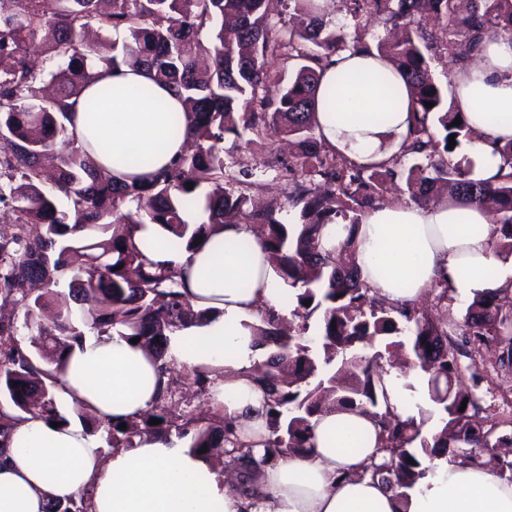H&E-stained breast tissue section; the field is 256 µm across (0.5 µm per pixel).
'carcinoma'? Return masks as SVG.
I'll return each mask as SVG.
<instances>
[{
    "instance_id": "cac0c4a2",
    "label": "carcinoma",
    "mask_w": 512,
    "mask_h": 512,
    "mask_svg": "<svg viewBox=\"0 0 512 512\" xmlns=\"http://www.w3.org/2000/svg\"><path fill=\"white\" fill-rule=\"evenodd\" d=\"M300 17L290 25L273 20L264 0H111L106 12L99 0H0V203L17 214V232L0 236V300L25 309L31 349L14 338L16 327L0 319V395L12 412L0 410V447H6L13 425L27 417L69 424L56 393L69 351L86 331L110 334L115 328L164 355L167 336L198 323L207 312L194 309L181 291L183 272L146 259L134 241L135 227L159 224L187 248L197 246L207 228L224 223L230 212L246 214L255 179L280 169L271 158L264 168L253 166L248 145L272 134L293 137L298 146L287 208L299 211L289 224L282 209L256 214L264 248L276 256V273L299 289L292 316L300 320L295 334L280 331L282 318L266 312L253 336L270 348L256 376L264 394L268 434L257 448L237 425L214 412L208 417L167 412L151 426L132 419L107 422L109 444L133 448L144 437L191 436L190 448L224 449L226 462L237 470L238 488L251 482L253 465L271 464L288 454L314 448L315 416L336 405L366 409L378 406L377 389L386 360L400 371L421 369L429 375L428 406L419 417L386 411L380 417L384 438L357 476L379 480L386 488H413L424 477L422 459L442 456L490 468L502 475L512 461L495 448L512 447V437H493L492 427L479 418L478 389L482 377L462 379L457 353L448 335V317L417 314L411 308L387 307L371 294L361 275L355 232L389 179H404L409 198L428 206L443 188L467 205L492 213V233L503 259L512 256V140L497 145L511 171L496 184L468 178L465 167L448 155L455 142L472 140V129L447 90L430 70L437 32L427 28L436 19L441 32L460 29L465 40L449 42L446 50L463 66L487 34L512 35V0H470L468 11L457 0H347L350 14L385 16L400 23L403 36L381 42L376 51L389 60L410 90L412 114L406 140L408 153L424 160L397 170L401 157L375 164H358L332 149L317 134L315 95L330 58L348 49L336 31L327 28L314 0H286ZM124 31L108 53L89 44L86 30ZM41 41L66 66L50 72L60 83L53 97L41 94L44 71L17 61ZM277 56L288 69V80L274 81L265 63ZM122 65L145 69L173 84L182 97L187 136L196 143L171 167L132 182H118L98 167L79 141L73 124V104L97 77L96 68ZM430 106H425V103ZM461 124L455 126V119ZM71 150L58 157L53 186L44 188L42 157L57 137ZM232 145L224 147L227 138ZM193 188H188V184ZM207 184L204 198L196 194ZM66 207H60L59 198ZM136 204L130 208V204ZM203 204L208 221L189 224L182 213ZM350 234L334 253L318 248L322 227L337 220ZM42 283L41 293L17 295L27 279ZM322 310L323 334L306 336L308 319ZM473 349L496 358L498 369L512 368V294L500 289L474 296L464 316ZM384 343L385 354L367 358L358 349ZM465 410H460L461 404ZM439 416L431 434L428 420ZM47 512H92L87 490L49 504Z\"/></svg>"
}]
</instances>
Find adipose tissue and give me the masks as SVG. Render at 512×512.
Segmentation results:
<instances>
[{
	"mask_svg": "<svg viewBox=\"0 0 512 512\" xmlns=\"http://www.w3.org/2000/svg\"><path fill=\"white\" fill-rule=\"evenodd\" d=\"M477 62L452 78L459 108L477 139L466 158L472 180L493 183L503 160L494 144L512 139V37L485 36ZM383 66L375 52L347 49L335 55L316 98L318 132L332 147L360 162L397 151L408 129L409 91L395 79V96L378 86L336 90L340 72ZM80 141L113 174L145 176L168 165L185 147L172 135L183 104L175 91L147 72L126 66L88 86L75 106ZM388 113L376 122V113ZM478 206L443 199L422 208L395 202L377 207L359 226L362 276L390 304L422 300L447 285L462 300L486 289L512 291V259L499 257ZM135 241L158 264L184 271V291L211 319L170 334L166 362H158L119 334L87 333L74 347L63 375V396L77 399L97 418L121 420L146 412L165 391V363L213 378L211 399L249 439L266 432L263 394L251 376L260 364L249 329L265 309L290 316L285 290L270 254L251 224L213 225L206 243L189 250L156 224L138 225ZM237 242L248 252L233 251ZM314 448L266 465L251 497L239 495L212 459L176 438L148 437L135 448L99 453L96 434L76 423L52 427L40 419L19 422L0 448V512H45L52 500L92 492L94 512H512V481L487 468L435 459L400 501L395 492L357 470L375 453L380 427L372 413L340 407L315 419Z\"/></svg>",
	"mask_w": 512,
	"mask_h": 512,
	"instance_id": "1",
	"label": "adipose tissue"
}]
</instances>
